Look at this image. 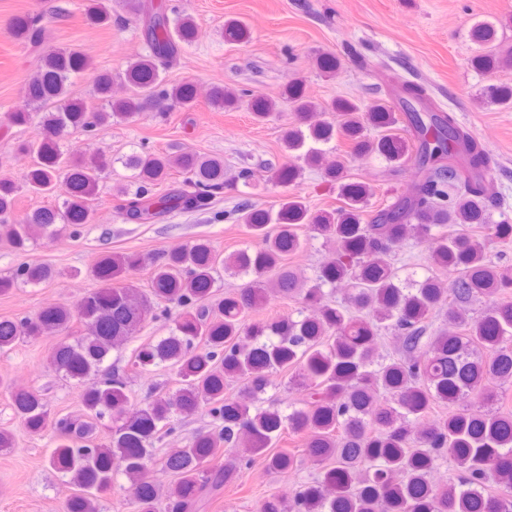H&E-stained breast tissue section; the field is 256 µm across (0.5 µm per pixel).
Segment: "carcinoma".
Segmentation results:
<instances>
[{"label":"carcinoma","instance_id":"carcinoma-1","mask_svg":"<svg viewBox=\"0 0 512 512\" xmlns=\"http://www.w3.org/2000/svg\"><path fill=\"white\" fill-rule=\"evenodd\" d=\"M118 2L141 20L148 45V53L129 61L119 74L126 94L112 96L116 77L99 71L93 76L98 109L71 98L72 78L93 70L92 62L77 49L53 47L28 83L25 107L12 115L15 125L24 126L30 112L45 113L40 131L22 145L32 158L24 183L0 179V240L17 252L63 231L77 235L92 221L110 162L103 154L87 158L65 146L68 129L129 121L151 103L185 107L195 100L193 84L165 78L182 45L196 38L193 17L171 18L174 8L153 0ZM85 16L91 25L112 23L104 0H92ZM13 34L34 45L46 40L33 17L19 20ZM224 37L242 43L250 32L231 19L224 24ZM471 37L481 46L492 44L496 25L479 21ZM474 64L486 72L512 68V47L478 55ZM401 92L411 144L393 132L397 118L383 102L363 107L339 99L326 109L300 87L286 89L285 98L303 121L284 131V150L339 185L336 208L313 212L301 197L287 195L269 210L246 198L233 213L256 239L252 247L224 257L208 240L197 239L146 256L103 254L91 269L99 287L76 304L45 308L34 318L0 319L1 351L24 338L67 333L79 323L76 338L53 347L50 364L76 382L102 375L81 393L82 413L76 417L52 418L36 392H12L14 412L30 432L53 430L56 444L47 463L73 489L67 512H98V495L119 474L135 490L134 512H200L257 459L269 473L297 469L301 460L278 449L287 432L303 438L305 455L320 467V477L297 486L288 498L268 497L260 512H512V413L498 409L512 386V267L487 254L488 246L512 241V224L489 218L480 185L488 166L485 151L451 113L426 108L425 86L406 83ZM248 96L257 121L276 109V103L246 89L224 86L212 87L209 100L226 109ZM486 96L512 109V86L492 85ZM326 110L340 120L313 119ZM370 128L378 135H369ZM339 138L348 142L352 155H376L391 164L414 151L421 174L414 191L369 214L373 189L346 180L343 165L323 164V146ZM123 165L133 172L135 189L116 190L118 209L138 223L208 210L224 192V160L218 157H173L144 148L128 155ZM174 168L185 172L184 186L154 193ZM301 175L302 167L290 162L274 169L273 179L289 184ZM24 188L63 202L36 208L22 222L9 224L6 218ZM303 227L323 237L332 251L310 281L285 267L286 257L305 245L299 233ZM471 228L482 233V240L468 233ZM408 236L430 242L429 261L446 278L432 273L400 279L388 256ZM144 265L152 269L148 291L118 286ZM222 272L250 277L247 288L215 298ZM55 277L49 265L23 263L0 275V294ZM340 284L347 285L341 299L326 301L324 288ZM272 296L299 300L297 316L247 323L249 314ZM484 298L491 301L488 309L476 317L466 313ZM174 308L180 313L170 334L142 344L131 367L143 371L168 364L178 387L157 393L119 421L113 414L129 403L128 375L103 364L147 319L167 316ZM440 312L453 330L433 327L432 318ZM383 330L398 336V353L380 349ZM277 373L290 375L289 388L301 395V407L289 413L261 406ZM232 382L241 386L229 395ZM463 396L477 399V408L447 411ZM201 409L218 423L217 430L197 434L161 459L173 477L163 491L149 477L155 443L175 429L178 418ZM107 417L112 421L109 440L99 443L96 434ZM223 448L236 453L214 463ZM446 456L458 473L436 486L431 473Z\"/></svg>","mask_w":512,"mask_h":512}]
</instances>
